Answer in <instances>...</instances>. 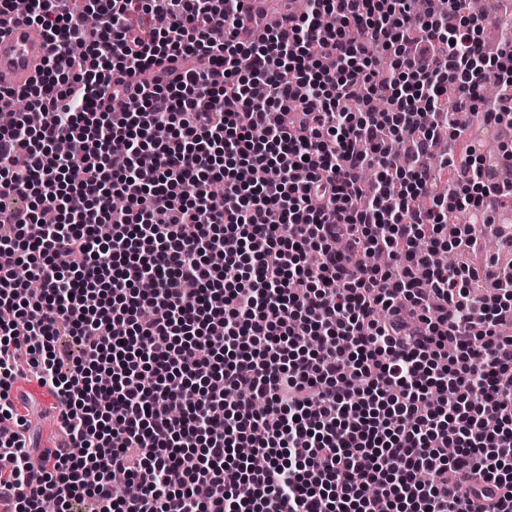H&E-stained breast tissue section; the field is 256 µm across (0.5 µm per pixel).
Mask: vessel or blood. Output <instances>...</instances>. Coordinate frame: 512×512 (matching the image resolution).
Instances as JSON below:
<instances>
[{
  "instance_id": "b4317fda",
  "label": "vessel or blood",
  "mask_w": 512,
  "mask_h": 512,
  "mask_svg": "<svg viewBox=\"0 0 512 512\" xmlns=\"http://www.w3.org/2000/svg\"><path fill=\"white\" fill-rule=\"evenodd\" d=\"M52 46L20 12L0 16V89L26 87L38 76Z\"/></svg>"
}]
</instances>
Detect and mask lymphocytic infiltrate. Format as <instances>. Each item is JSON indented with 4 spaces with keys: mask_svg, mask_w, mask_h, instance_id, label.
<instances>
[{
    "mask_svg": "<svg viewBox=\"0 0 512 512\" xmlns=\"http://www.w3.org/2000/svg\"><path fill=\"white\" fill-rule=\"evenodd\" d=\"M414 2L309 0L245 41L249 0H0L53 46L0 91L40 116L0 128L13 512H512V272L433 261L512 203V150L444 157L436 196L424 164L461 113L512 124V26L489 54V15ZM28 378L66 447L29 435Z\"/></svg>",
    "mask_w": 512,
    "mask_h": 512,
    "instance_id": "1",
    "label": "lymphocytic infiltrate"
}]
</instances>
